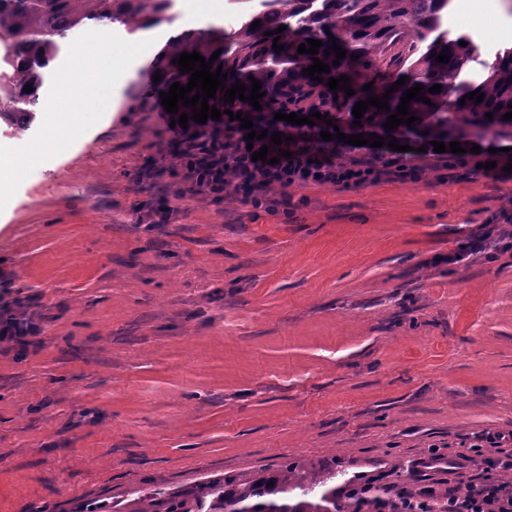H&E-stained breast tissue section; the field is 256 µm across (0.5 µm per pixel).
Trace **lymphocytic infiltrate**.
Segmentation results:
<instances>
[{"instance_id": "1", "label": "lymphocytic infiltrate", "mask_w": 512, "mask_h": 512, "mask_svg": "<svg viewBox=\"0 0 512 512\" xmlns=\"http://www.w3.org/2000/svg\"><path fill=\"white\" fill-rule=\"evenodd\" d=\"M324 121L314 125H293L266 115L254 122L253 130L280 132L285 143L262 144L261 140H249L247 130L239 121H225L224 137L220 142L208 139L187 141L185 148L192 155L191 163L185 164V178L193 192L215 198L224 193L225 173H234L237 185L253 205H262L263 192L272 185L288 187L294 184H340L357 187L373 179L380 166L393 167L397 161L384 159L382 164L360 161L350 165L334 162L324 156L318 147L321 131L326 130ZM267 147L269 159L253 160L251 150ZM40 333L35 316L24 309L19 299L10 295L9 289L0 290V343L20 346L31 345ZM488 471L469 481L463 494H449L448 512H512V485L493 480L490 472L496 468L512 469V459H489Z\"/></svg>"}]
</instances>
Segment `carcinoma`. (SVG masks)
Instances as JSON below:
<instances>
[{
	"label": "carcinoma",
	"mask_w": 512,
	"mask_h": 512,
	"mask_svg": "<svg viewBox=\"0 0 512 512\" xmlns=\"http://www.w3.org/2000/svg\"><path fill=\"white\" fill-rule=\"evenodd\" d=\"M250 4L230 33L209 35L192 30L168 37L156 59L154 71L162 78L156 87L169 91L178 82L186 85L190 73L182 74L173 60L183 52H199L210 59L220 51L211 72L222 67L227 75L225 88L236 81L251 93L253 77L262 82L265 95L260 105L290 112L323 114L347 106L370 95L385 94L393 82L380 78L392 68L406 78L404 86L390 94L389 110L370 106L360 119L364 127L385 135L416 140L422 146L433 141L466 143L470 132L485 134L512 129V48L498 51L487 74L479 82H456L475 51L473 40L461 35L448 38L444 20L448 0H236ZM174 0H0V103L6 109L0 117L20 129L29 128L37 118L40 91L50 65L63 51L68 38L90 29L109 31L118 23L129 34L152 29L169 19ZM261 26L254 29V21ZM284 25L277 34L284 50L273 49L270 32ZM337 39L346 57L334 65L336 53L325 55ZM309 39L323 46L315 55L298 53V46ZM467 42L462 46L459 41ZM447 51L448 62H436V55ZM357 55L354 60L351 55ZM319 58L330 65V72L319 73L316 82L303 75V69ZM374 74L372 91L364 90L360 73ZM342 75L350 77L355 94L329 89L327 81ZM423 86L422 96L431 104L410 101V115L417 121L388 131L383 124L397 112L401 97L415 84ZM439 84L438 93L428 89ZM32 91H25V87ZM480 90L481 102L460 99ZM490 114L493 119L485 118ZM336 470L316 472L294 462L283 461L276 469L257 476L247 472L207 479L191 491H157L137 498L128 512H435L430 501L448 512V491L425 498L406 495L395 503L386 502L353 477L346 481L345 498L336 497Z\"/></svg>",
	"instance_id": "cac0c4a2"
}]
</instances>
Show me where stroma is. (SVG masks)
I'll list each match as a JSON object with an SVG mask.
<instances>
[{
	"mask_svg": "<svg viewBox=\"0 0 512 512\" xmlns=\"http://www.w3.org/2000/svg\"><path fill=\"white\" fill-rule=\"evenodd\" d=\"M230 15L176 0L153 41L83 34L103 57L134 46L113 109L11 188L0 277L43 333L0 344V512H124L287 459L459 491L475 444L512 433V135L461 165L400 153L405 179L274 185L259 208L188 194L143 90L169 35ZM448 33L472 38L480 80L512 46V0H453ZM77 66L51 64L41 103L84 111ZM487 233L497 247L444 262Z\"/></svg>",
	"mask_w": 512,
	"mask_h": 512,
	"instance_id": "stroma-1",
	"label": "stroma"
}]
</instances>
